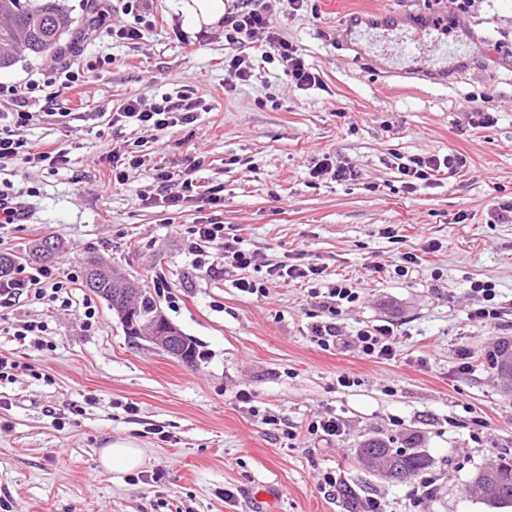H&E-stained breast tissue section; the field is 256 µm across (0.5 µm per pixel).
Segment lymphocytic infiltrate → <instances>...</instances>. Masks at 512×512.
<instances>
[{"label": "lymphocytic infiltrate", "instance_id": "obj_1", "mask_svg": "<svg viewBox=\"0 0 512 512\" xmlns=\"http://www.w3.org/2000/svg\"><path fill=\"white\" fill-rule=\"evenodd\" d=\"M273 0H240L234 11L224 17L225 25L232 29L234 42L241 47L239 54L227 61L229 73L241 82L255 78L253 52L249 47L257 32H265L266 40L261 46L263 54L274 53L279 56L289 82L299 89L316 85L320 76L313 67L306 63L296 46L279 37L277 27L282 18L272 5ZM84 66L81 61H62L45 79H31L24 86L0 84V98L11 104L12 109L0 113V168L18 157H25L28 163L54 170L68 164L66 154L56 150H36L25 139L23 132L33 119L27 109L30 99L49 86L59 91L72 90L79 82ZM196 105L184 94L163 95L161 99L148 100L142 97L128 99L114 114L116 121L135 123L147 132H160L183 124L192 123ZM153 179L161 187L162 203L166 207H178L183 202L199 199L207 205L218 206L222 203L221 189L217 186L200 188L193 179L176 176L174 172L157 169ZM194 238L192 249L194 255H201L204 245L221 246L224 261L238 269L255 265L258 260L256 252L241 246V240L235 229L221 224L213 217L200 218L190 228ZM76 277H62L58 268L42 265L29 275H14L8 281H0V308L11 307L21 296L28 295L38 300L61 302L71 306L70 294L76 284ZM352 345L366 359H385L395 357L398 341L393 328L389 325L366 326L357 329L351 338Z\"/></svg>", "mask_w": 512, "mask_h": 512}]
</instances>
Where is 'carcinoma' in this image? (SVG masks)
<instances>
[{
  "mask_svg": "<svg viewBox=\"0 0 512 512\" xmlns=\"http://www.w3.org/2000/svg\"><path fill=\"white\" fill-rule=\"evenodd\" d=\"M94 17L71 16L58 0H42L39 5H30V0H0V69L13 65L11 49L20 46L34 55H43L60 49L63 37L74 29L90 26ZM62 250L61 243L45 237L35 244L26 256L32 261L53 259ZM85 287L107 303L108 308L119 318L124 332L132 339L143 332L161 325L180 336L175 358L188 366L197 364L196 346L181 335L163 314L151 289L142 288L126 276L99 263H88L85 271ZM512 354V340L498 341L489 351V365L497 375L512 379V370L505 368L504 358ZM361 463L380 479L390 482L398 472L414 479L430 466V458L419 452L401 448H390L378 439L365 442L358 451ZM495 481L488 486L477 480L475 473L472 487L482 500L492 508L512 506V457L501 456L495 462ZM347 512H361L362 500L349 485L338 489Z\"/></svg>",
  "mask_w": 512,
  "mask_h": 512,
  "instance_id": "carcinoma-1",
  "label": "carcinoma"
}]
</instances>
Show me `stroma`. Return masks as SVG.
<instances>
[{
    "label": "stroma",
    "mask_w": 512,
    "mask_h": 512,
    "mask_svg": "<svg viewBox=\"0 0 512 512\" xmlns=\"http://www.w3.org/2000/svg\"><path fill=\"white\" fill-rule=\"evenodd\" d=\"M144 7L156 23L132 44L112 31L134 16L110 0L102 24L74 33L97 69L65 99L31 103L38 117L27 138L70 162L50 171L20 158L0 174L36 192L30 221L0 229V254L51 236L63 245L56 265L74 276L94 258L146 288L162 278L155 296L201 357L189 367L130 341L84 287L67 309L23 296L1 311L0 353L19 367L0 383V512H256L265 490L276 493L270 512H345L323 484L328 472L385 512H493L466 488L486 463L512 456V392L486 363L500 338L512 339V223L494 215L512 203V0H476L465 14L450 0H307L279 31L320 74L307 89L289 84L274 54L256 58V79L233 83L224 60L237 46L223 27L187 28L180 0ZM380 9L408 29L438 15L452 29L416 62L397 34L348 28ZM405 68L413 77H397ZM182 90L199 103L191 124L147 132L109 121L128 98ZM65 105L74 117L59 118ZM478 109L493 113L492 127L471 125ZM116 147L141 160L120 185ZM451 152L464 167L406 185L403 163ZM322 159L354 177H314ZM158 167L223 186V206L161 207ZM202 214L240 229L257 265L232 268L209 246L197 268L189 228ZM428 239L440 249L397 275L403 254ZM299 257L324 278L283 285L269 276ZM241 278L265 295L240 291ZM341 279L360 297L334 317L328 290ZM477 279L496 288V325L468 316L481 303L470 290ZM330 319L346 335L391 325L395 358L321 347L311 328ZM27 321L46 324L43 348L16 340ZM343 376L352 386H340ZM317 415L336 417L340 436L310 434ZM372 438L426 454L431 466L418 480L381 481L357 461ZM118 439L143 450L138 484L100 464Z\"/></svg>",
    "instance_id": "1"
}]
</instances>
